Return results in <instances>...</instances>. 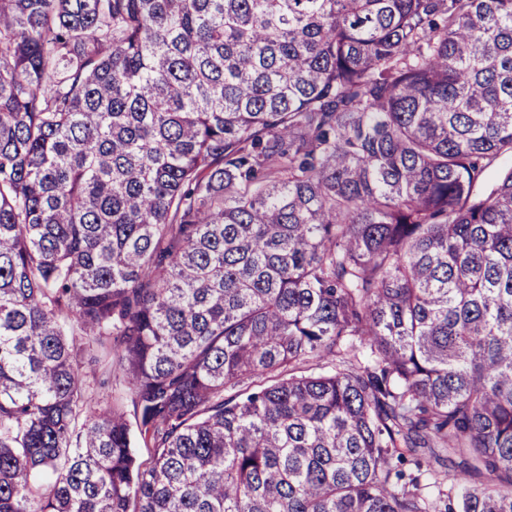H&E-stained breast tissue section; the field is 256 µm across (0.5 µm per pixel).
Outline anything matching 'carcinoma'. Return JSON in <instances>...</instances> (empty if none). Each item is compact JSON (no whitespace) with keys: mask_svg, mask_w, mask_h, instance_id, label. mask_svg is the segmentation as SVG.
<instances>
[{"mask_svg":"<svg viewBox=\"0 0 512 512\" xmlns=\"http://www.w3.org/2000/svg\"><path fill=\"white\" fill-rule=\"evenodd\" d=\"M0 512H512V0H0ZM105 364L106 361H103L94 368L87 369L83 380L86 386L89 387L90 391H93L96 396L101 398V400L104 399V403H106V401L110 403H123L128 412L132 428L136 430L132 407L125 400L127 388L122 377L112 375L104 386L100 385V383L107 377V374H105Z\"/></svg>","mask_w":512,"mask_h":512,"instance_id":"obj_1","label":"carcinoma"}]
</instances>
